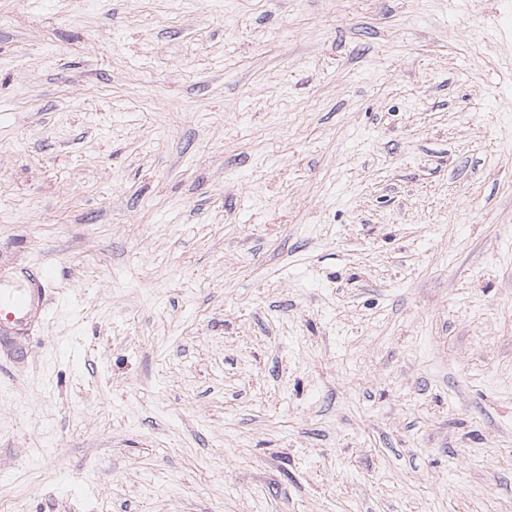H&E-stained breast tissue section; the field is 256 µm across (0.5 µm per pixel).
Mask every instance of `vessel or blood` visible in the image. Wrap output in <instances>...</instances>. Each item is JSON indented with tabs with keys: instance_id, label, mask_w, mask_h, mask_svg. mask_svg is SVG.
Segmentation results:
<instances>
[{
	"instance_id": "vessel-or-blood-1",
	"label": "vessel or blood",
	"mask_w": 512,
	"mask_h": 512,
	"mask_svg": "<svg viewBox=\"0 0 512 512\" xmlns=\"http://www.w3.org/2000/svg\"><path fill=\"white\" fill-rule=\"evenodd\" d=\"M52 275L47 269L23 276L19 285L0 281V335L28 336L45 323Z\"/></svg>"
}]
</instances>
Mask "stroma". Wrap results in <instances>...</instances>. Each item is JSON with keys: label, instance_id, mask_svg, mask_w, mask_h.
Here are the masks:
<instances>
[{"label": "stroma", "instance_id": "obj_1", "mask_svg": "<svg viewBox=\"0 0 512 512\" xmlns=\"http://www.w3.org/2000/svg\"><path fill=\"white\" fill-rule=\"evenodd\" d=\"M0 512H512V0H0ZM52 278L43 266L36 275L23 276L17 286L0 281V340L4 336H29L45 323Z\"/></svg>", "mask_w": 512, "mask_h": 512}]
</instances>
